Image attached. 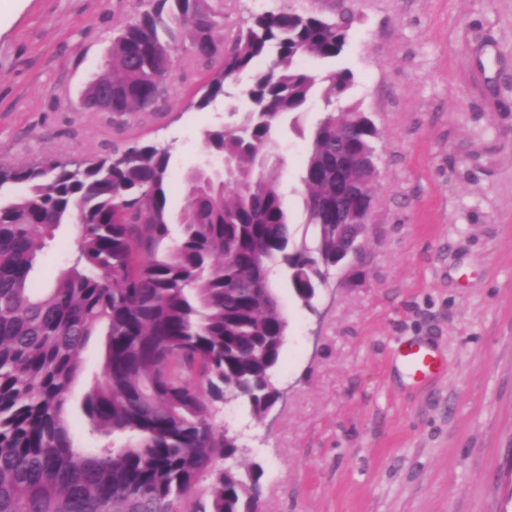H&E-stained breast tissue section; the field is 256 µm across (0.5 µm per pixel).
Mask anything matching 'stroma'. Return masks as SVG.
<instances>
[{"label":"stroma","mask_w":512,"mask_h":512,"mask_svg":"<svg viewBox=\"0 0 512 512\" xmlns=\"http://www.w3.org/2000/svg\"><path fill=\"white\" fill-rule=\"evenodd\" d=\"M288 8L353 18L338 59L350 101L379 131L373 207L358 258L331 268L308 310L284 275L273 286L288 323L265 419L222 404L239 462L259 464V512H512V0H224V36ZM140 0H17L0 23V165L90 160L130 143L170 148L168 206L185 172L208 160L204 133L227 124L223 100L194 105L205 82L177 52L157 109L121 118L83 105L112 38ZM284 131L280 188L296 239L310 234L300 183L305 133ZM77 229L60 225L30 273L35 290L65 269ZM430 346L443 363L414 384L397 356ZM91 337L68 403L78 446L82 402L99 370Z\"/></svg>","instance_id":"obj_1"}]
</instances>
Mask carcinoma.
Returning <instances> with one entry per match:
<instances>
[{
	"instance_id": "carcinoma-1",
	"label": "carcinoma",
	"mask_w": 512,
	"mask_h": 512,
	"mask_svg": "<svg viewBox=\"0 0 512 512\" xmlns=\"http://www.w3.org/2000/svg\"><path fill=\"white\" fill-rule=\"evenodd\" d=\"M113 37L105 73L112 113L153 107L167 93L174 50L190 35L191 57L219 62L196 100L230 101L231 124L205 133L225 169L196 167L183 179L180 235L168 214L170 150L134 144L95 161L0 166V512H258L259 465L225 468L238 436L214 422L216 405L241 398L261 419L279 400L273 377L287 322L272 287L283 273L305 305L324 271L346 251L320 204L336 200V154L358 158L344 182L363 186L379 133L348 95V69L309 71L334 60L352 21L289 9L256 14L217 43L224 0H152ZM251 73L247 110L229 88ZM326 111L304 155L309 242L294 243L280 190L284 160L264 155L286 122L297 126L314 89ZM16 185L24 191L15 194ZM62 224L77 225L68 266L37 294L29 274ZM104 336L100 372L84 399L92 436L77 448L66 404L81 353ZM207 475V499L194 498Z\"/></svg>"
}]
</instances>
